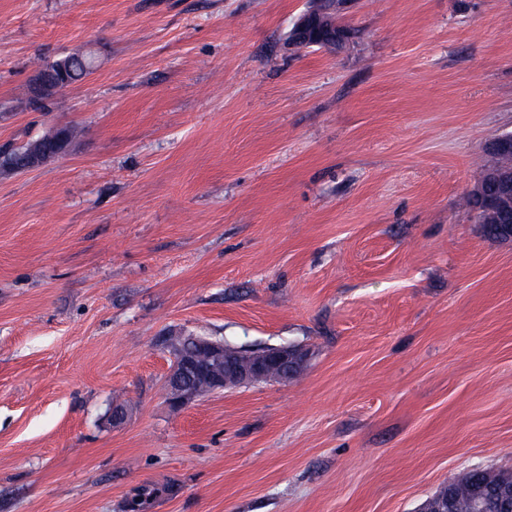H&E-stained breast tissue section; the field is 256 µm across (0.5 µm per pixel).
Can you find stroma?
Wrapping results in <instances>:
<instances>
[{
    "mask_svg": "<svg viewBox=\"0 0 512 512\" xmlns=\"http://www.w3.org/2000/svg\"><path fill=\"white\" fill-rule=\"evenodd\" d=\"M307 3L0 0V146L80 130L0 171V512H419L512 472V241L465 205L512 0H352L337 50L289 42ZM189 334L305 366L175 410ZM61 71H55L54 78L63 85L60 89L69 86L70 84L84 78L90 72L92 67L91 62L82 57V54L74 53L68 57L55 61ZM486 480L485 475L481 473H475L470 471L465 476H459L452 479V483L446 484L440 488V490L430 499H428L422 506V512H436V511H425L424 509L430 508L436 505L437 500L440 496L450 494L454 499V509L452 512H475L474 511V499L475 493L473 490L474 486H478L480 483Z\"/></svg>",
    "mask_w": 512,
    "mask_h": 512,
    "instance_id": "obj_1",
    "label": "stroma"
}]
</instances>
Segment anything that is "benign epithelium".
Segmentation results:
<instances>
[{
  "instance_id": "benign-epithelium-1",
  "label": "benign epithelium",
  "mask_w": 512,
  "mask_h": 512,
  "mask_svg": "<svg viewBox=\"0 0 512 512\" xmlns=\"http://www.w3.org/2000/svg\"><path fill=\"white\" fill-rule=\"evenodd\" d=\"M327 10L331 19L320 14L305 12L291 31V42L297 47H334L349 41V33L336 24V14L346 10L353 0H330ZM489 152L507 161L484 172L471 194L483 200L488 189L497 193L491 205L509 220L512 208V133L503 134L491 142ZM173 364L165 384L169 405L184 409L206 394L248 386L276 377L288 380L293 370L304 363L305 354L291 346L270 347L255 352L249 359L236 366L234 354L221 341L202 336H188L183 344L171 345Z\"/></svg>"
}]
</instances>
